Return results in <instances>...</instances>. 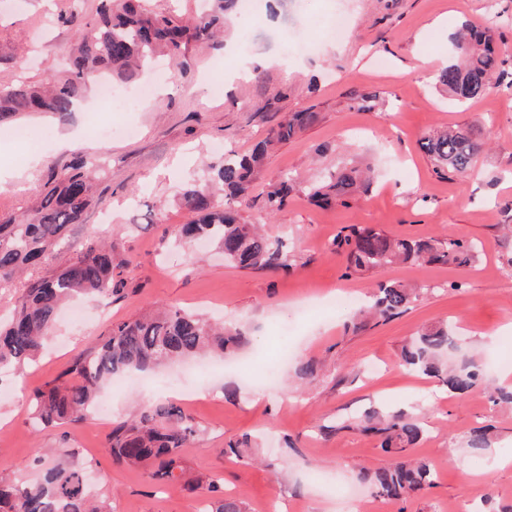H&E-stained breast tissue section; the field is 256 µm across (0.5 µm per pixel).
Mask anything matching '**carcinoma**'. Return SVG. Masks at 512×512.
<instances>
[{
	"mask_svg": "<svg viewBox=\"0 0 512 512\" xmlns=\"http://www.w3.org/2000/svg\"><path fill=\"white\" fill-rule=\"evenodd\" d=\"M97 2L95 15L75 29L64 77L40 84L18 80L0 85V126L24 114H52L65 122L100 76L116 83H134L158 52L169 57L176 72H186L192 66V44L221 46L220 28L227 23V13L236 10L238 0H206L207 9L196 10L185 20L154 11L150 0ZM497 24L492 17L452 38L451 60L435 79L456 103L469 104L482 97L488 90L484 77L503 79V61L492 35ZM315 118L314 112H295L268 129L251 153L232 154L207 166L182 192L188 219L176 230L178 240L213 241L224 250V261L240 270L288 268L284 240L243 223L236 206L244 202L251 184L262 174L269 146L294 138ZM422 148L436 175L466 178L485 143L473 130L457 127L424 137ZM98 173L97 160L79 154L71 170L56 176L31 210L0 216V291L14 299L10 318L0 324V373L16 372L33 360L65 301L76 296L105 300L121 291L128 260L115 257L112 243L106 241L87 243L53 274L39 275L40 269L56 260L55 247L66 230L82 223L96 204L91 178ZM368 187L358 167L344 165L312 184L310 197L322 206L334 202L348 206ZM291 188V175L281 174L267 194L269 211L284 205ZM336 252L345 255L347 273L363 275L400 262L467 264L476 260L479 245L453 237L397 238L374 228L349 225L336 238ZM416 298L414 288L378 281L366 314L389 319L405 312ZM245 340V332L235 325L213 324L174 305L119 320L112 323L103 344L86 349L64 375L29 396L32 419L44 427L80 422L92 411L100 386L115 375L206 354L222 357L238 350ZM457 342L448 324L427 327L401 347L399 364L438 379L453 393H470L484 382L485 365L474 358L448 363V352L457 349ZM360 421L382 436L381 448L386 452H404L423 434L418 420L401 410H369ZM196 435L192 420L178 407L156 405L112 424L106 447L115 462L143 467L150 479L174 483L186 474L179 451ZM491 444L482 428L474 430L467 441L476 451ZM74 457V450L63 451L61 458L29 482L0 480V512H110L105 501L88 492L86 467ZM361 479L377 496L400 500L430 488L434 470L422 460L400 457L387 466L362 471ZM207 491L217 495L212 512H248L243 500L224 496L219 480L209 479Z\"/></svg>",
	"mask_w": 512,
	"mask_h": 512,
	"instance_id": "1",
	"label": "carcinoma"
}]
</instances>
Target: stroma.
Wrapping results in <instances>:
<instances>
[{"label":"stroma","instance_id":"1","mask_svg":"<svg viewBox=\"0 0 512 512\" xmlns=\"http://www.w3.org/2000/svg\"><path fill=\"white\" fill-rule=\"evenodd\" d=\"M68 0H0V84L18 78L40 83L63 76L74 30L55 22ZM344 12L346 34L310 54L290 45L318 40L323 19ZM499 14L500 54L512 60V0H302L298 13L241 16L234 40L250 37L260 75H240L239 55L196 48L192 69L159 83L154 97L132 112H109L101 102L72 113L66 123L36 120L48 132L36 139L0 140V167L15 188L0 192V215L37 200L51 173L73 161L74 147L103 154L105 172L92 185L98 206L72 226L65 255L87 241L108 238L128 259L125 286L110 303L79 300L82 322L61 315L36 360L0 377V479H35L40 448H71L100 480L96 495L112 512H196L210 501L205 488L149 481L143 470L113 462L105 441L110 422L96 414L78 423L33 431L27 397L61 376L86 348L104 341L113 321L171 304L207 319L241 326L248 338L223 370L200 375L181 364L146 374L141 385L99 397L112 419L133 408L169 402L199 428L180 455L191 475L220 474L225 495L245 500L251 512H502L512 505V405H491L482 392L449 395L433 378L396 363L401 346L425 326L449 322L462 350L491 361L490 386L504 383L512 363V89L495 83L483 97L459 107L434 80L412 69L427 60L437 71L462 24ZM375 96L360 108L357 95ZM311 111L316 121L278 144L240 208L243 222L262 224L288 243L290 267L278 273L242 271L214 246L176 247L174 230L187 214L181 192L190 177L217 161L215 144L248 152L255 138L290 112ZM470 127L488 149L464 181L440 178L421 139L445 126ZM371 167L369 189L350 206L322 207L308 187L344 163ZM297 180L284 206L266 210V194L280 172ZM369 225L398 238L443 236L481 247L470 266L397 264L374 277L346 276L333 243L341 227ZM376 280L421 288L408 310L353 328L354 308L328 310L330 295L349 290L367 300ZM459 290H449L450 282ZM287 354L290 365H323L304 385L294 374L278 386L264 367ZM240 388L236 400L224 388ZM404 410L427 433L409 451L429 462L433 488L403 500L379 498L359 475L385 465L378 435L363 431L365 410ZM488 426L491 448L474 452L466 440ZM250 436L256 445L245 465L225 456L228 442Z\"/></svg>","mask_w":512,"mask_h":512}]
</instances>
